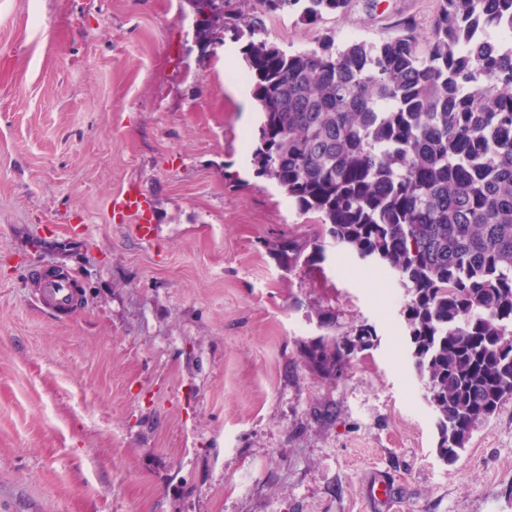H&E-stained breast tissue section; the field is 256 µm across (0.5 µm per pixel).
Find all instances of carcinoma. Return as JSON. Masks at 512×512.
Segmentation results:
<instances>
[{"mask_svg":"<svg viewBox=\"0 0 512 512\" xmlns=\"http://www.w3.org/2000/svg\"><path fill=\"white\" fill-rule=\"evenodd\" d=\"M350 0H240L195 38L243 45L261 111L250 146L258 174L313 214L336 246L393 270L407 292L413 365L428 377L439 453L455 458L478 424L512 399V0H436L424 29L289 50L266 19L318 23ZM327 333L306 359L334 383L373 336Z\"/></svg>","mask_w":512,"mask_h":512,"instance_id":"1","label":"carcinoma"}]
</instances>
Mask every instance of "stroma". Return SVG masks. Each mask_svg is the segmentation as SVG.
<instances>
[{"label": "stroma", "mask_w": 512, "mask_h": 512, "mask_svg": "<svg viewBox=\"0 0 512 512\" xmlns=\"http://www.w3.org/2000/svg\"><path fill=\"white\" fill-rule=\"evenodd\" d=\"M435 0L268 20L288 49L427 26ZM188 0H0V512H512V401L452 461L412 368L394 276L334 246L258 175ZM136 184L159 226L112 214ZM309 265L288 262L289 241ZM68 269L61 317L32 275ZM376 330L335 387L317 312ZM394 485L388 507L368 488Z\"/></svg>", "instance_id": "stroma-1"}]
</instances>
